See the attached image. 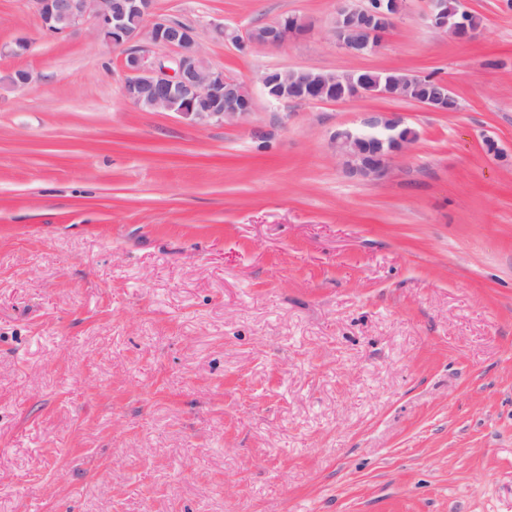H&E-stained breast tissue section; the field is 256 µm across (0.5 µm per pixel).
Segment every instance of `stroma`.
<instances>
[{"label": "stroma", "instance_id": "35a3bbf8", "mask_svg": "<svg viewBox=\"0 0 512 512\" xmlns=\"http://www.w3.org/2000/svg\"><path fill=\"white\" fill-rule=\"evenodd\" d=\"M464 6L472 41L407 0L352 57L336 0H156L253 98L197 125L129 103L91 24L0 0V512H512V0ZM286 15L310 34H212ZM270 68L431 74L459 108L275 103ZM376 112L418 138L352 177L331 138ZM310 31V23L298 16L290 18L288 28L272 24L263 30L251 29L245 35L240 34L239 29L224 26L223 23L214 24L212 28L216 38L229 41L241 50L249 49L253 45L276 48Z\"/></svg>", "mask_w": 512, "mask_h": 512}]
</instances>
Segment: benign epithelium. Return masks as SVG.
Here are the masks:
<instances>
[{
  "mask_svg": "<svg viewBox=\"0 0 512 512\" xmlns=\"http://www.w3.org/2000/svg\"><path fill=\"white\" fill-rule=\"evenodd\" d=\"M30 2L44 31L65 34L91 21L97 37L123 50L124 97L140 109L146 106L152 112H173L199 124L240 122L253 110L247 87L210 64L193 27L156 17L155 0ZM338 2L335 36L339 47L354 56L374 51L378 39L396 24L403 9V0H367L361 7L357 0ZM468 15L464 9L448 20L445 0H430L427 19L431 27L449 38L467 42L478 34L469 27ZM310 31V23L298 16L291 17L286 28L274 24L244 35L221 23L212 28L216 38L241 50L254 45L276 48ZM159 48L173 49L176 56H157L155 50ZM260 82L279 103L313 104L379 96L409 99L430 112L457 111L456 98L446 81L410 72L401 78L371 75L354 81L343 73L272 69L261 74ZM426 82L434 84L430 93L419 96L413 92ZM402 126L399 114L382 112L369 121L373 136L343 128L336 131L332 145L352 175L377 178L386 172L389 160L405 152L418 138Z\"/></svg>",
  "mask_w": 512,
  "mask_h": 512,
  "instance_id": "obj_1",
  "label": "benign epithelium"
}]
</instances>
